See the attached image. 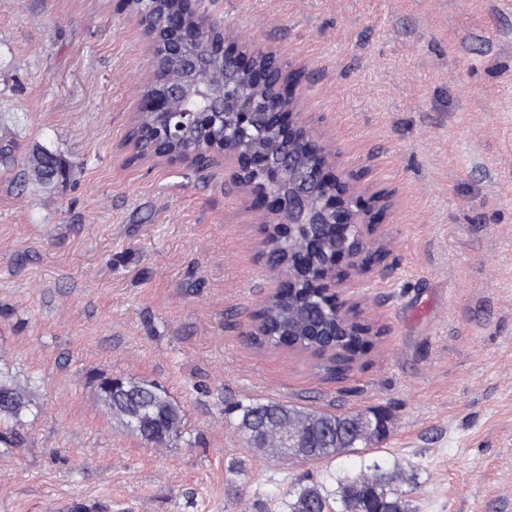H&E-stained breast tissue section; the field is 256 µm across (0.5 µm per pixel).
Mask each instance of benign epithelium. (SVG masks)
Masks as SVG:
<instances>
[{"instance_id": "1", "label": "benign epithelium", "mask_w": 512, "mask_h": 512, "mask_svg": "<svg viewBox=\"0 0 512 512\" xmlns=\"http://www.w3.org/2000/svg\"><path fill=\"white\" fill-rule=\"evenodd\" d=\"M168 44L152 43L154 82L163 90L145 96L142 114L162 117V142L180 140L185 132L207 122L224 120V128L248 132L258 124L275 134L280 151L242 148L230 139L215 144L214 159L233 164V181L260 198L271 200L272 217L267 223L279 226L282 236L295 243L288 253V267L281 272L282 294L299 288L316 290L315 297L333 302L330 288L349 271L361 270L367 260L379 256L371 251L363 225L369 212L358 201L356 186L343 174H334L335 153L326 145L313 143L297 119L301 110L298 94L281 92L279 81H271L268 65L253 52L250 36L234 27L224 29L220 55L230 68L242 75L248 88L224 80L215 107H179L173 99L181 91L171 88L159 66L168 49L192 57L203 32L170 14L165 19Z\"/></svg>"}]
</instances>
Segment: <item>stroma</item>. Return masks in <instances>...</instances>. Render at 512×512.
I'll list each match as a JSON object with an SVG mask.
<instances>
[{
  "label": "stroma",
  "instance_id": "35a3bbf8",
  "mask_svg": "<svg viewBox=\"0 0 512 512\" xmlns=\"http://www.w3.org/2000/svg\"><path fill=\"white\" fill-rule=\"evenodd\" d=\"M123 2L0 0V123L73 164L50 189L0 168V367L38 393L27 446H0V512H285L299 477L333 492L373 459L411 512H512V0H195L277 52L314 140L389 196L383 261L336 290L382 334L335 375L250 340L278 286L253 196L220 166L130 162L153 55ZM95 374L161 386L180 436L121 429ZM268 400L380 411L388 436L261 455L239 406Z\"/></svg>",
  "mask_w": 512,
  "mask_h": 512
}]
</instances>
